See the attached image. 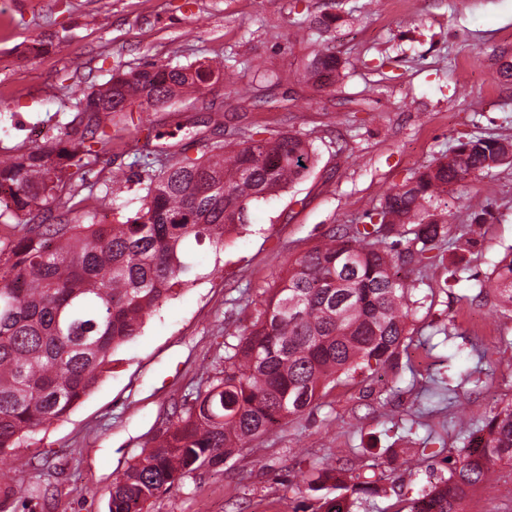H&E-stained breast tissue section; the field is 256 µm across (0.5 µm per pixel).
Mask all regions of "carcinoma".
Masks as SVG:
<instances>
[{"label": "carcinoma", "instance_id": "cac0c4a2", "mask_svg": "<svg viewBox=\"0 0 512 512\" xmlns=\"http://www.w3.org/2000/svg\"><path fill=\"white\" fill-rule=\"evenodd\" d=\"M336 54L314 55L307 71L327 86ZM224 62L190 66L151 63L112 75L80 92L72 120L48 148L0 155V220L23 217L20 235L0 258V462L16 455L52 420L66 415L98 384L112 354L139 336L144 320L196 281L189 246L224 248V236L247 226L251 206L305 178L312 144L296 133L201 145L200 156L167 154L147 129L137 168L141 206L114 224L71 217L87 188L96 147L112 139V120L137 105L157 106L195 92ZM512 162V143L471 138L451 155L392 187L363 227L331 229L288 262L262 311L240 333L227 332L224 368L109 493L108 512H148L160 493L188 474L214 467L250 441L301 417L320 391L359 369L391 365L409 335L414 286L396 275L421 262L447 234L448 214L429 205L452 185ZM97 196L114 210L111 184ZM69 187L63 210L52 204ZM412 235L406 247L401 237ZM512 309V252L492 280ZM485 436L460 450L449 476L412 502L409 512H465L468 494L488 488L495 468L512 475V403L485 420ZM340 486L336 468L312 469L308 490ZM319 512H351L348 497L320 498Z\"/></svg>", "mask_w": 512, "mask_h": 512}]
</instances>
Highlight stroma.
Returning a JSON list of instances; mask_svg holds the SVG:
<instances>
[{
  "label": "stroma",
  "instance_id": "1",
  "mask_svg": "<svg viewBox=\"0 0 512 512\" xmlns=\"http://www.w3.org/2000/svg\"><path fill=\"white\" fill-rule=\"evenodd\" d=\"M332 14L330 31L296 32ZM341 61L319 87L306 65L320 51ZM222 56L199 93L137 108L99 149L100 170L128 171L144 127L179 151L183 131L225 140L255 132L303 135L316 150L307 177L251 206L224 248L192 246L199 274L147 317L98 386L41 428L13 461L24 497L0 512H108L115 480L206 390L224 366V330L245 328L267 290L331 228L360 225L390 187L448 156L459 141L512 142V0H0V150L27 149L71 120L73 95L145 63L187 65ZM489 215L473 221L474 201ZM433 260L405 267L416 300L393 365L322 390L300 418L248 443L216 468L189 474L150 512H316L313 464L351 463L345 485L374 481L352 512H408L448 477L463 435L459 411L481 428L512 402V311L492 290L512 250V163L448 188Z\"/></svg>",
  "mask_w": 512,
  "mask_h": 512
}]
</instances>
